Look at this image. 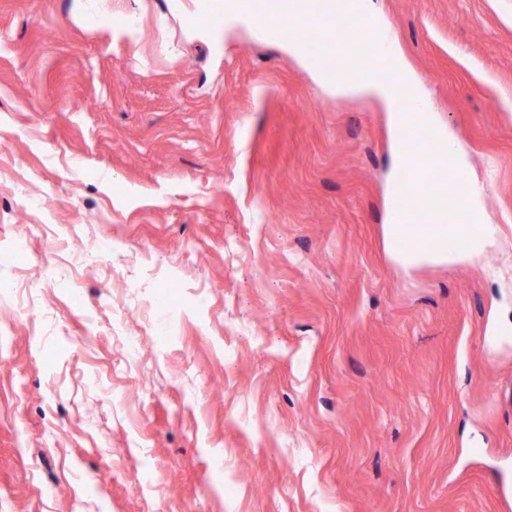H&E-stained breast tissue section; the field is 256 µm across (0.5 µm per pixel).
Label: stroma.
<instances>
[{
  "label": "stroma",
  "mask_w": 512,
  "mask_h": 512,
  "mask_svg": "<svg viewBox=\"0 0 512 512\" xmlns=\"http://www.w3.org/2000/svg\"><path fill=\"white\" fill-rule=\"evenodd\" d=\"M195 3L0 0V512H512V0H375L496 227L410 272L382 104Z\"/></svg>",
  "instance_id": "35a3bbf8"
}]
</instances>
